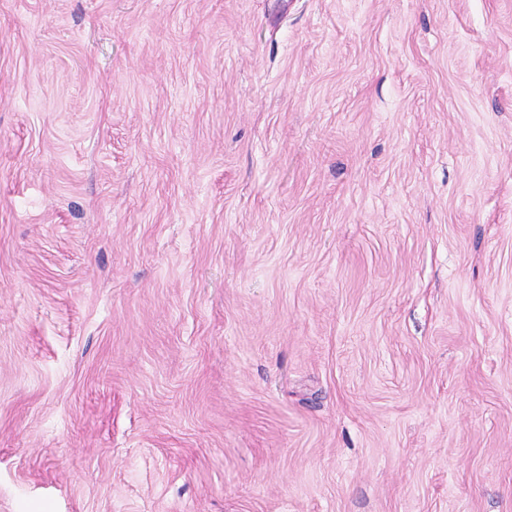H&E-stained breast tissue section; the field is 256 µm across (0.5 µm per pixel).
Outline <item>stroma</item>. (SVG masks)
<instances>
[{
    "mask_svg": "<svg viewBox=\"0 0 512 512\" xmlns=\"http://www.w3.org/2000/svg\"><path fill=\"white\" fill-rule=\"evenodd\" d=\"M0 512H512V0H0Z\"/></svg>",
    "mask_w": 512,
    "mask_h": 512,
    "instance_id": "stroma-1",
    "label": "stroma"
}]
</instances>
